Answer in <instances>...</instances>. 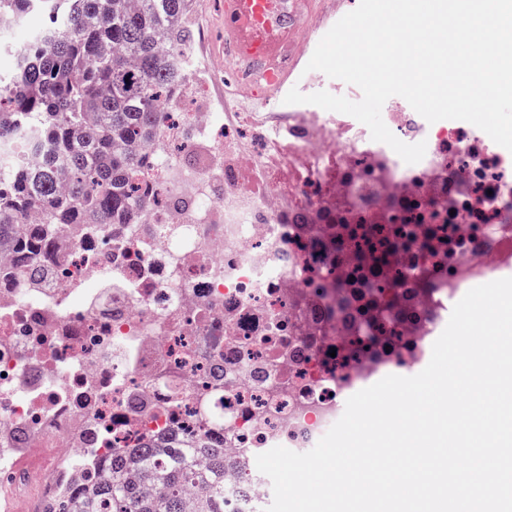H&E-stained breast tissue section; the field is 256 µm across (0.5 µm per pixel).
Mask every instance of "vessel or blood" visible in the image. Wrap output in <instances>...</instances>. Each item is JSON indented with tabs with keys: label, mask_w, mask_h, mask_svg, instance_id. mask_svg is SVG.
Masks as SVG:
<instances>
[{
	"label": "vessel or blood",
	"mask_w": 512,
	"mask_h": 512,
	"mask_svg": "<svg viewBox=\"0 0 512 512\" xmlns=\"http://www.w3.org/2000/svg\"><path fill=\"white\" fill-rule=\"evenodd\" d=\"M225 58L243 73L267 77L268 95H276L286 74L279 59L306 27L307 0H221Z\"/></svg>",
	"instance_id": "vessel-or-blood-1"
}]
</instances>
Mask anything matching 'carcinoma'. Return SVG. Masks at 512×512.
<instances>
[{
	"instance_id": "1",
	"label": "carcinoma",
	"mask_w": 512,
	"mask_h": 512,
	"mask_svg": "<svg viewBox=\"0 0 512 512\" xmlns=\"http://www.w3.org/2000/svg\"><path fill=\"white\" fill-rule=\"evenodd\" d=\"M189 0H0V17L44 24L0 78V155L16 133L36 166L0 163V244L43 253L71 224H130L138 146L155 138L184 83ZM60 512H224V449L172 437L109 459Z\"/></svg>"
}]
</instances>
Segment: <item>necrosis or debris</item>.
Returning a JSON list of instances; mask_svg holds the SVG:
<instances>
[{"mask_svg": "<svg viewBox=\"0 0 512 512\" xmlns=\"http://www.w3.org/2000/svg\"><path fill=\"white\" fill-rule=\"evenodd\" d=\"M386 125L424 158L330 112H171L136 223L0 252V512H55L161 434L222 448L226 512L259 507L258 454L308 452L354 392L428 358L463 295L512 271V152L415 112ZM203 142L213 168L184 166Z\"/></svg>", "mask_w": 512, "mask_h": 512, "instance_id": "1", "label": "necrosis or debris"}]
</instances>
